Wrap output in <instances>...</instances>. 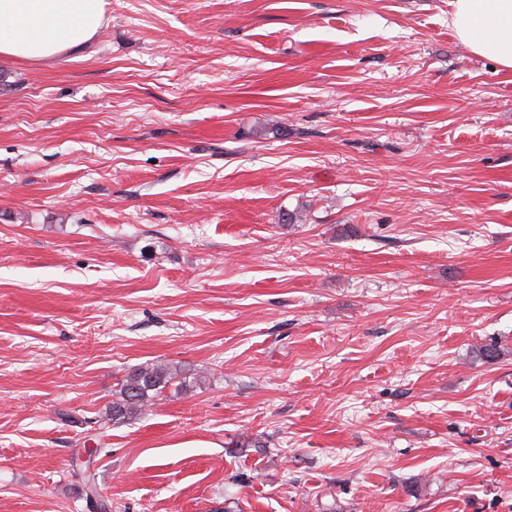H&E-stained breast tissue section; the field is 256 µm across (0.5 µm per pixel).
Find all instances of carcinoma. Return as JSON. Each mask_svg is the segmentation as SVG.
Returning <instances> with one entry per match:
<instances>
[{"mask_svg":"<svg viewBox=\"0 0 512 512\" xmlns=\"http://www.w3.org/2000/svg\"><path fill=\"white\" fill-rule=\"evenodd\" d=\"M181 375L180 367L162 362L147 363L130 370L120 382L112 405L96 420L98 429L104 431L144 410L166 388L180 381Z\"/></svg>","mask_w":512,"mask_h":512,"instance_id":"1","label":"carcinoma"}]
</instances>
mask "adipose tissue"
<instances>
[{
    "label": "adipose tissue",
    "instance_id": "obj_1",
    "mask_svg": "<svg viewBox=\"0 0 512 512\" xmlns=\"http://www.w3.org/2000/svg\"><path fill=\"white\" fill-rule=\"evenodd\" d=\"M103 0H0V59L44 62L81 49L98 32ZM459 42L512 70V0H448Z\"/></svg>",
    "mask_w": 512,
    "mask_h": 512
}]
</instances>
